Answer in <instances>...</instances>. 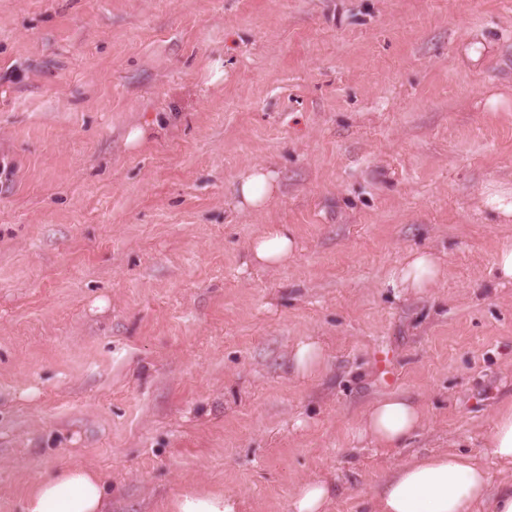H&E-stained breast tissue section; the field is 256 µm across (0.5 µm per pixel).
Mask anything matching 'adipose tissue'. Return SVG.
Here are the masks:
<instances>
[{
	"mask_svg": "<svg viewBox=\"0 0 512 512\" xmlns=\"http://www.w3.org/2000/svg\"><path fill=\"white\" fill-rule=\"evenodd\" d=\"M277 190L270 170L252 167L238 178L243 205L259 210ZM296 241L285 224H270L248 245L253 261L281 266L295 252ZM445 274L435 253L409 252L392 273L396 288L424 291L436 287ZM424 423L421 406L404 393L392 392L372 401L364 410L356 437L380 448H401ZM512 467V403L494 414L483 456L457 449L430 453L398 465L384 482L374 512H512V481L492 485L485 459ZM105 478L89 466H64L27 494L23 512H102ZM336 493L325 479L300 481L288 503V512H331ZM241 497L219 490H191L177 495L166 512H244Z\"/></svg>",
	"mask_w": 512,
	"mask_h": 512,
	"instance_id": "adipose-tissue-1",
	"label": "adipose tissue"
}]
</instances>
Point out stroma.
<instances>
[{"label": "stroma", "mask_w": 512, "mask_h": 512, "mask_svg": "<svg viewBox=\"0 0 512 512\" xmlns=\"http://www.w3.org/2000/svg\"><path fill=\"white\" fill-rule=\"evenodd\" d=\"M256 164L278 191L249 213ZM503 201L512 0H0V512L64 465L106 512H287L306 477L371 512L400 461L480 453L512 402ZM268 224L288 266L247 259ZM423 248L438 287H391ZM304 336L327 361L300 379ZM397 391L423 427L357 444ZM241 205L259 210L266 206L277 190L275 176L263 166H254L238 178ZM493 271L500 282H512V240H505L499 245ZM241 497L219 490H191L177 495L166 512H246Z\"/></svg>", "instance_id": "obj_1"}]
</instances>
